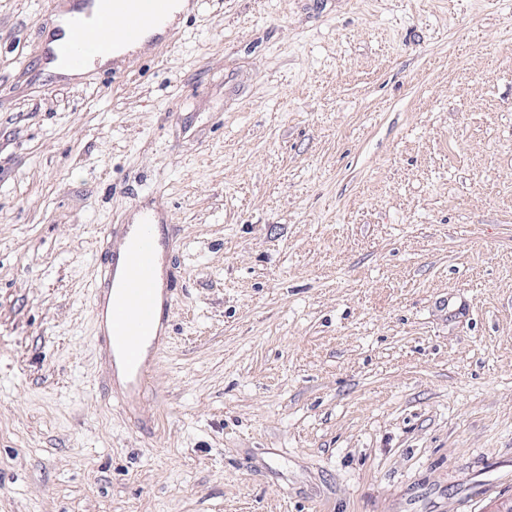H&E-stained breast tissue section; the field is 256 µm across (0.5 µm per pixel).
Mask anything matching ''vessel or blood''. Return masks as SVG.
<instances>
[{"label": "vessel or blood", "mask_w": 512, "mask_h": 512, "mask_svg": "<svg viewBox=\"0 0 512 512\" xmlns=\"http://www.w3.org/2000/svg\"><path fill=\"white\" fill-rule=\"evenodd\" d=\"M176 0H86L87 11L68 21L69 37L56 47L72 69L87 71L102 54L140 45L163 25ZM171 243L160 209L142 208L136 225L109 224L100 235L93 284L98 327L95 347L108 373H121L110 390L123 410H134L145 390L153 355L168 339V311L181 288L175 272L159 275L161 251Z\"/></svg>", "instance_id": "obj_1"}]
</instances>
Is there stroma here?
Instances as JSON below:
<instances>
[{
  "label": "stroma",
  "mask_w": 512,
  "mask_h": 512,
  "mask_svg": "<svg viewBox=\"0 0 512 512\" xmlns=\"http://www.w3.org/2000/svg\"><path fill=\"white\" fill-rule=\"evenodd\" d=\"M117 77L0 0V512L512 505V0H191ZM184 289L138 422L101 228Z\"/></svg>",
  "instance_id": "obj_1"
}]
</instances>
